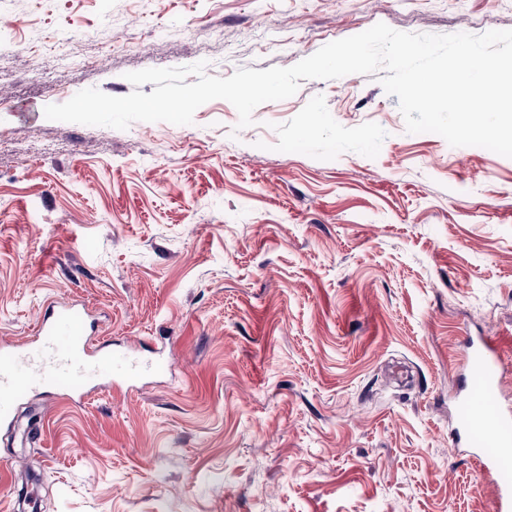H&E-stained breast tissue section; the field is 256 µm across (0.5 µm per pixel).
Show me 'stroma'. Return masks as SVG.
<instances>
[{"mask_svg": "<svg viewBox=\"0 0 512 512\" xmlns=\"http://www.w3.org/2000/svg\"><path fill=\"white\" fill-rule=\"evenodd\" d=\"M383 23L512 29V0H0V349L47 307L141 365L19 400L0 512H494L452 442L466 338L512 408V158L408 133L378 75L251 126L51 121L126 73L289 67Z\"/></svg>", "mask_w": 512, "mask_h": 512, "instance_id": "obj_1", "label": "stroma"}]
</instances>
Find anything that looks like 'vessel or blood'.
<instances>
[{
	"instance_id": "1",
	"label": "vessel or blood",
	"mask_w": 512,
	"mask_h": 512,
	"mask_svg": "<svg viewBox=\"0 0 512 512\" xmlns=\"http://www.w3.org/2000/svg\"><path fill=\"white\" fill-rule=\"evenodd\" d=\"M61 324L73 339L70 348L63 350L55 342ZM87 329L85 312L62 305L55 318L42 319L34 344L0 355V426L14 427V404L19 398L53 384L69 385L70 400H81L82 386L109 361L84 344ZM468 360L473 386L456 401L457 433L475 448L483 470L490 471L499 467L501 458L512 455V410L498 402L502 364L497 349L485 342H470Z\"/></svg>"
}]
</instances>
